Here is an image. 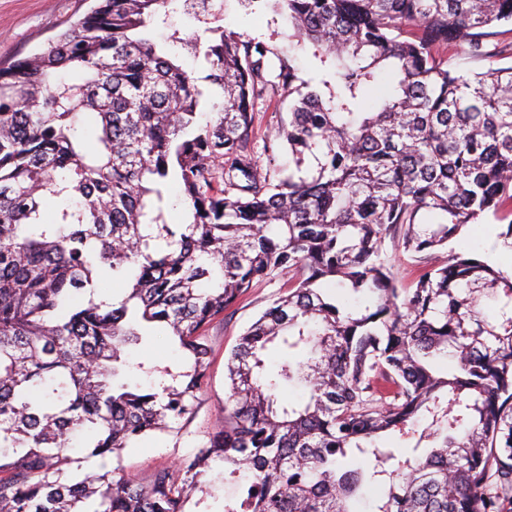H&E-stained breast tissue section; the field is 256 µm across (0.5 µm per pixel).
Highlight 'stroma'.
I'll return each instance as SVG.
<instances>
[{"instance_id":"stroma-1","label":"stroma","mask_w":512,"mask_h":512,"mask_svg":"<svg viewBox=\"0 0 512 512\" xmlns=\"http://www.w3.org/2000/svg\"><path fill=\"white\" fill-rule=\"evenodd\" d=\"M91 0H0V67L34 52L44 41L65 29L83 15ZM220 25L269 44L275 52L294 57L303 78H310L315 66L311 49L300 48L288 40V18L256 0H223ZM507 228L500 217L487 214L478 223L463 228L449 246L458 253H479L503 270L512 269V252L498 248V235ZM284 288L282 280H263L223 319L207 330L214 349L210 375L203 386L201 404L191 420L188 437L178 439L158 435L136 448L124 451L122 465L127 474L142 478L155 468L189 451L206 433L218 425L224 405V358L237 336L267 307Z\"/></svg>"}]
</instances>
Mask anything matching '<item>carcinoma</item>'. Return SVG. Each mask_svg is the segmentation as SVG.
Returning <instances> with one entry per match:
<instances>
[{
    "label": "carcinoma",
    "instance_id": "1",
    "mask_svg": "<svg viewBox=\"0 0 512 512\" xmlns=\"http://www.w3.org/2000/svg\"><path fill=\"white\" fill-rule=\"evenodd\" d=\"M274 8L317 82L221 25L154 37L214 0H97L0 68V512H210L217 470L245 474L221 512H356L367 488L375 512H512V272L448 250L512 214V64L442 55L512 57L489 48L512 0ZM298 82L257 146L258 106ZM397 254L419 267L409 287ZM273 278L287 288L224 363V427L127 477L125 449L188 434L207 327ZM154 336L180 356L133 365ZM448 61L450 65L458 68L463 69H479L483 67H488L490 64L496 65H504V64H510L512 62L511 58L508 59H498V58H491L489 60L484 61H472L467 56L462 54L460 52V49L455 50L454 48H450L448 50Z\"/></svg>",
    "mask_w": 512,
    "mask_h": 512
}]
</instances>
